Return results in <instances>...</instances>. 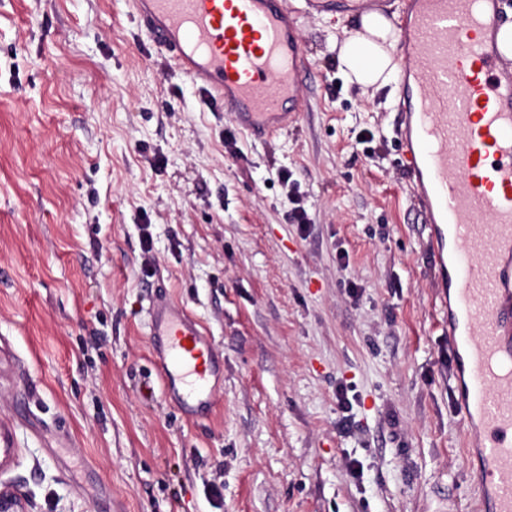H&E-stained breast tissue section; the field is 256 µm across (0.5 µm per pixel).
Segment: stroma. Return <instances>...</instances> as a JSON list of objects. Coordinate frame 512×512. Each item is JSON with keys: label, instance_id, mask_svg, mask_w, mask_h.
Returning <instances> with one entry per match:
<instances>
[{"label": "stroma", "instance_id": "obj_1", "mask_svg": "<svg viewBox=\"0 0 512 512\" xmlns=\"http://www.w3.org/2000/svg\"><path fill=\"white\" fill-rule=\"evenodd\" d=\"M347 16L302 21L308 110L260 142L127 0H0V420L21 450L0 496L21 512H479L400 115L339 73ZM152 297L223 362L208 417L162 393Z\"/></svg>", "mask_w": 512, "mask_h": 512}]
</instances>
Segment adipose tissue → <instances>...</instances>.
Listing matches in <instances>:
<instances>
[{"label":"adipose tissue","mask_w":512,"mask_h":512,"mask_svg":"<svg viewBox=\"0 0 512 512\" xmlns=\"http://www.w3.org/2000/svg\"><path fill=\"white\" fill-rule=\"evenodd\" d=\"M395 26L383 13L361 15L345 30L338 48L337 61L349 82L361 88H381L396 80Z\"/></svg>","instance_id":"1"}]
</instances>
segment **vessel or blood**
Segmentation results:
<instances>
[{
  "label": "vessel or blood",
  "instance_id": "b4317fda",
  "mask_svg": "<svg viewBox=\"0 0 512 512\" xmlns=\"http://www.w3.org/2000/svg\"><path fill=\"white\" fill-rule=\"evenodd\" d=\"M370 0H130L149 43L216 111L266 140L305 110L300 19ZM502 0H407L395 35L399 162L453 288L444 332L468 356L460 409L482 512H512V67L498 46ZM163 392L187 416L213 409L212 348L186 310L149 308ZM19 450L0 422V468Z\"/></svg>",
  "mask_w": 512,
  "mask_h": 512
}]
</instances>
